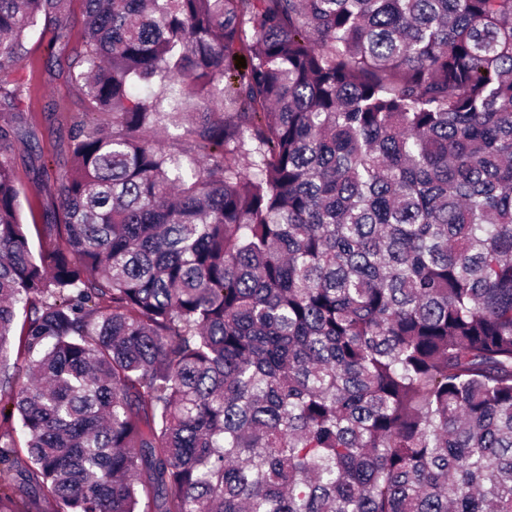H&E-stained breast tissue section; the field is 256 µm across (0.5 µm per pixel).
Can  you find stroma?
Segmentation results:
<instances>
[{"instance_id": "obj_1", "label": "stroma", "mask_w": 512, "mask_h": 512, "mask_svg": "<svg viewBox=\"0 0 512 512\" xmlns=\"http://www.w3.org/2000/svg\"><path fill=\"white\" fill-rule=\"evenodd\" d=\"M25 86L18 104L36 138L17 142L12 159L21 191V216L25 224H39L46 209L56 202L52 180L37 178L32 153H42L45 160L64 163L68 157L67 131L70 118L82 109V90L76 85L67 60L52 58L46 44L31 41L28 58L20 70Z\"/></svg>"}]
</instances>
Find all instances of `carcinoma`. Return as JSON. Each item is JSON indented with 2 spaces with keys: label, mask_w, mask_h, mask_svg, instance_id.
Returning <instances> with one entry per match:
<instances>
[{
  "label": "carcinoma",
  "mask_w": 512,
  "mask_h": 512,
  "mask_svg": "<svg viewBox=\"0 0 512 512\" xmlns=\"http://www.w3.org/2000/svg\"><path fill=\"white\" fill-rule=\"evenodd\" d=\"M81 2L37 249L8 157L30 129L0 127V465L24 495L512 512V0ZM69 7L0 0L1 110Z\"/></svg>",
  "instance_id": "1"
}]
</instances>
